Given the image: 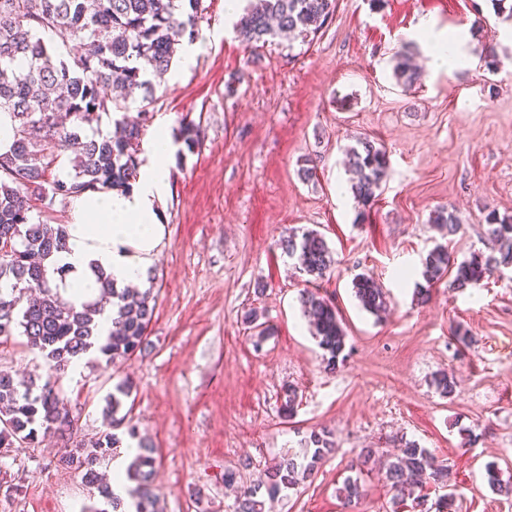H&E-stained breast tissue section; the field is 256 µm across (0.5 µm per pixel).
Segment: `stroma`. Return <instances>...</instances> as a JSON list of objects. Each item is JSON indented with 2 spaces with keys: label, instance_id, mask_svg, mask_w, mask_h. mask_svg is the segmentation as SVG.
<instances>
[{
  "label": "stroma",
  "instance_id": "obj_1",
  "mask_svg": "<svg viewBox=\"0 0 512 512\" xmlns=\"http://www.w3.org/2000/svg\"><path fill=\"white\" fill-rule=\"evenodd\" d=\"M424 20L466 32L473 64L426 69L424 46L409 36ZM197 25L200 53L179 76L156 81L150 109L171 116L175 132L194 122L200 144L170 159L144 350L115 366L91 355L60 374L73 434L0 454V512L104 508L59 459L109 428L104 399L123 379L135 401L114 430L122 437L135 425L154 446L153 493L165 512H230L236 494L225 469L255 484L321 429L333 433L335 455L274 512H344L336 490L364 448L376 461L360 475L356 512H418L394 499L383 468L408 441L450 468L448 485H424L427 512L447 494L454 512H512V499L484 478L493 463L512 480V268L463 291L444 279L426 302L415 297L421 260L441 238L431 223L437 210L456 211L463 224L448 244L458 260L490 253L489 211L512 216V41L501 36L512 16L494 0H336L313 40L278 38L256 51L236 39L224 0H201ZM404 51L423 66L409 88L393 77ZM364 136L386 150L389 171L360 223L344 160ZM308 157L318 161L310 182L298 175ZM292 227L319 231L334 253L320 284L346 333L333 373L302 314L307 277L276 245ZM363 272L392 299L382 320L354 296L352 279ZM252 308L273 327L259 351L243 323ZM459 328L469 343L457 340ZM0 369L47 373L17 335L0 336ZM441 373L457 379L452 396L433 383ZM290 386L300 404L288 421L279 407Z\"/></svg>",
  "mask_w": 512,
  "mask_h": 512
}]
</instances>
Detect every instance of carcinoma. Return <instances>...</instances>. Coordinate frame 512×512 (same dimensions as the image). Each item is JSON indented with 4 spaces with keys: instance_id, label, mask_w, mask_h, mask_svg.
Masks as SVG:
<instances>
[{
    "instance_id": "cac0c4a2",
    "label": "carcinoma",
    "mask_w": 512,
    "mask_h": 512,
    "mask_svg": "<svg viewBox=\"0 0 512 512\" xmlns=\"http://www.w3.org/2000/svg\"><path fill=\"white\" fill-rule=\"evenodd\" d=\"M199 9L200 0H0V113L12 120V144L0 153V336L19 332L57 373L92 349L112 363L142 351L156 296L151 288L142 292L118 288L111 279L98 277L102 297L114 307L111 327L101 330L103 308L67 301L51 283L44 260L66 249V230L61 224L34 219L35 202L48 209L57 200H71L86 191L132 189L139 175L140 141L155 101L153 80L170 70L183 40L197 39ZM335 9L336 0H257L234 30L242 44L257 49L291 33L304 39L316 36ZM54 31L67 33L79 45L80 52L72 60L58 56L41 37ZM393 76L410 87L420 74L410 57L401 53ZM109 87L120 88L128 96L141 92L140 120L131 121L122 114L123 106L105 94ZM112 111L121 113L115 120L121 136L84 133L83 123L91 116ZM180 134V142L193 152L199 144L195 124H183ZM347 158L361 218L379 197L389 161L386 152L367 137L357 138ZM66 162L72 169L67 178L52 174L53 168H62ZM432 223L443 239L456 236L462 228L453 211L435 213ZM484 234L494 244L492 253L473 254L460 262L451 259L447 245L435 243L423 260L425 284L417 285V293L426 297L429 286L447 275L452 277V288L463 291L493 271L512 266V218L489 212ZM278 247L315 282L325 278L333 263L324 237L313 230L301 234L292 230L279 239ZM353 290L366 312L378 319L388 312L389 294L372 276L356 275ZM29 291L40 297L17 309V296ZM300 302L322 350V363L333 372L346 346L336 306L317 289H304ZM244 321L254 346L260 347L271 334L268 321L255 309L246 313ZM130 396L127 381L116 384L106 396L102 417L108 424L122 422L117 414ZM297 406L296 388L284 389L283 417H293ZM73 424L54 380L48 378L39 385L0 370V448L30 444L40 433H62ZM332 436L326 429L311 432L312 448L302 459L284 458L266 469L263 482L240 487L234 512H271L282 492L310 480L318 464L336 452ZM120 444L116 434L102 432L78 442L60 459L62 466L81 472L86 485L97 490L112 512H126L125 504L104 482L101 468ZM126 475L136 482L129 490L135 512H159L151 491L156 458L145 440L138 439ZM447 478L446 469L436 465L430 452L411 441L386 471V480L401 501L417 499L416 491L422 490L426 480ZM485 479L493 492L512 496V483L501 478L495 465L486 466ZM337 494L350 508L363 496V487L348 476Z\"/></svg>"
}]
</instances>
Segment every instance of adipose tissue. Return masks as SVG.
<instances>
[{"mask_svg": "<svg viewBox=\"0 0 512 512\" xmlns=\"http://www.w3.org/2000/svg\"><path fill=\"white\" fill-rule=\"evenodd\" d=\"M414 37L424 44L432 69L449 70L469 59L467 39L462 35L434 32L424 22ZM170 125L169 116L158 118L130 192L88 191L74 198L67 248L51 259L52 267L65 270L60 283L65 297L93 299L102 275L120 287L145 282L165 232L158 203L169 187Z\"/></svg>", "mask_w": 512, "mask_h": 512, "instance_id": "1", "label": "adipose tissue"}]
</instances>
